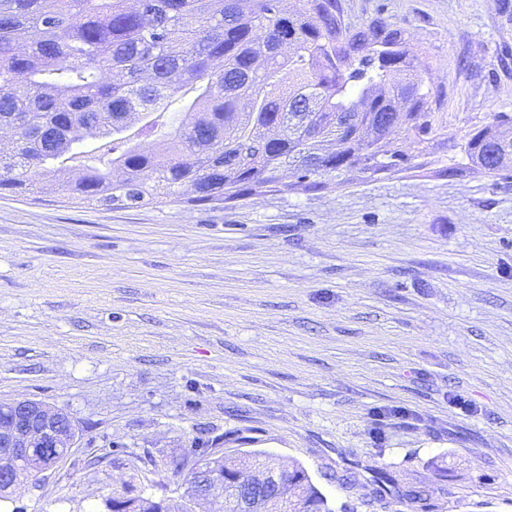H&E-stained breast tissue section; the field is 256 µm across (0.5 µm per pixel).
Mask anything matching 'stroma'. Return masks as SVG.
I'll use <instances>...</instances> for the list:
<instances>
[{
  "label": "stroma",
  "mask_w": 512,
  "mask_h": 512,
  "mask_svg": "<svg viewBox=\"0 0 512 512\" xmlns=\"http://www.w3.org/2000/svg\"><path fill=\"white\" fill-rule=\"evenodd\" d=\"M344 3L429 62L438 135L405 167L205 206L0 195V403L80 430L5 512L166 495L199 441L302 465L334 512H512V170L464 152L512 113V0ZM372 485L374 488L375 499H381L390 492H399L400 484L393 472L386 468H380L374 471Z\"/></svg>",
  "instance_id": "35a3bbf8"
}]
</instances>
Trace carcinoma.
Here are the masks:
<instances>
[{"label":"carcinoma","instance_id":"carcinoma-1","mask_svg":"<svg viewBox=\"0 0 512 512\" xmlns=\"http://www.w3.org/2000/svg\"><path fill=\"white\" fill-rule=\"evenodd\" d=\"M428 68L382 15L347 22L343 0H0V128L13 134L0 145V194L35 199L53 175L74 203L202 206L388 170L408 160L392 133L413 144L436 132ZM184 95L161 148L128 135L131 119L147 133ZM90 129L107 161L65 165ZM339 130L338 150L323 152ZM510 135L502 112L470 134L468 159L509 170ZM252 469L269 480L238 492ZM372 485L379 499L400 491L386 468ZM219 492L224 512H273L291 497L296 512H333L305 468L265 452L249 469L224 455Z\"/></svg>","mask_w":512,"mask_h":512}]
</instances>
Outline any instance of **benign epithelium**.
I'll return each mask as SVG.
<instances>
[{
    "instance_id": "7a95c632",
    "label": "benign epithelium",
    "mask_w": 512,
    "mask_h": 512,
    "mask_svg": "<svg viewBox=\"0 0 512 512\" xmlns=\"http://www.w3.org/2000/svg\"><path fill=\"white\" fill-rule=\"evenodd\" d=\"M77 440L73 417L60 407L32 400L0 403V495L54 468ZM223 460L224 452L213 450L188 460L193 476L177 485L176 497L158 499L157 512H196L198 502L216 496L215 486L224 482Z\"/></svg>"
}]
</instances>
